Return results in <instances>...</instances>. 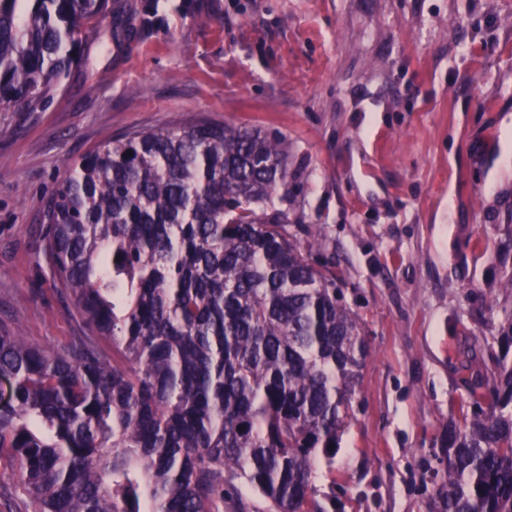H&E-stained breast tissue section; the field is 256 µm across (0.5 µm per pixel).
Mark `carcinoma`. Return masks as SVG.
Masks as SVG:
<instances>
[{
  "instance_id": "obj_1",
  "label": "carcinoma",
  "mask_w": 512,
  "mask_h": 512,
  "mask_svg": "<svg viewBox=\"0 0 512 512\" xmlns=\"http://www.w3.org/2000/svg\"><path fill=\"white\" fill-rule=\"evenodd\" d=\"M108 0H0V112L77 62ZM288 147L204 118L125 134L69 168L42 257L80 318L60 351L0 326V457L24 512H325L368 342L288 232ZM465 380L438 512H512V314Z\"/></svg>"
}]
</instances>
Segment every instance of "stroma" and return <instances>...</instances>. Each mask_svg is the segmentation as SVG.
Segmentation results:
<instances>
[{"instance_id":"stroma-1","label":"stroma","mask_w":512,"mask_h":512,"mask_svg":"<svg viewBox=\"0 0 512 512\" xmlns=\"http://www.w3.org/2000/svg\"><path fill=\"white\" fill-rule=\"evenodd\" d=\"M512 0H109L36 108L0 112V321L62 348L79 318L41 258L69 164L203 117L288 144V231L369 345L317 498L437 512L462 378L512 312Z\"/></svg>"}]
</instances>
